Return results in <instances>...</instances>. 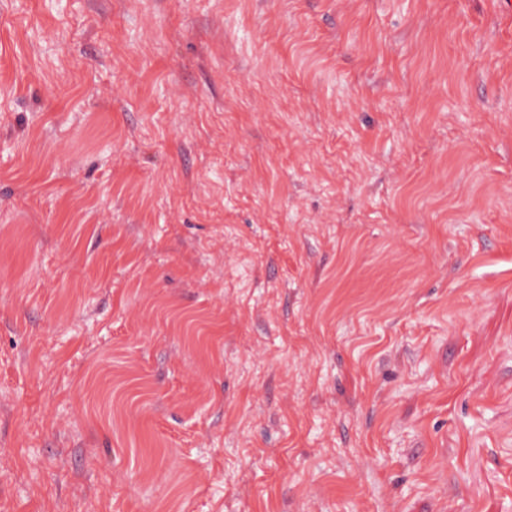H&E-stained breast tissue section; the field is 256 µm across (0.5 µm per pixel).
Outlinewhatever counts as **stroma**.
<instances>
[{"label": "stroma", "mask_w": 512, "mask_h": 512, "mask_svg": "<svg viewBox=\"0 0 512 512\" xmlns=\"http://www.w3.org/2000/svg\"><path fill=\"white\" fill-rule=\"evenodd\" d=\"M0 512H512L499 0H0Z\"/></svg>", "instance_id": "obj_1"}]
</instances>
